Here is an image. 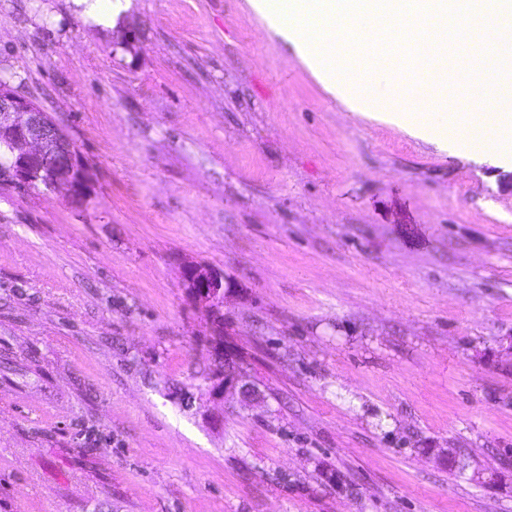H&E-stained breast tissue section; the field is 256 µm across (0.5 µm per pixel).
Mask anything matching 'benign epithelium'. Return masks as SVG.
Instances as JSON below:
<instances>
[{
    "label": "benign epithelium",
    "mask_w": 512,
    "mask_h": 512,
    "mask_svg": "<svg viewBox=\"0 0 512 512\" xmlns=\"http://www.w3.org/2000/svg\"><path fill=\"white\" fill-rule=\"evenodd\" d=\"M9 158L0 164V184L29 189L42 187L60 192L78 208L88 207L95 197V177L73 141L35 103L13 91L0 79V148ZM224 272L202 262L182 267V288L194 304L205 308L213 324L217 350L227 364L210 373L206 382L212 393L237 391L243 397L257 395L249 375L229 364L233 354L224 351Z\"/></svg>",
    "instance_id": "7a95c632"
}]
</instances>
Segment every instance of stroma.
Instances as JSON below:
<instances>
[{"mask_svg": "<svg viewBox=\"0 0 512 512\" xmlns=\"http://www.w3.org/2000/svg\"><path fill=\"white\" fill-rule=\"evenodd\" d=\"M101 8L0 0L98 180L0 186V512H512V168L351 112L246 0ZM224 272L202 262L184 263L182 267V288L194 304L205 308L213 324L217 350H224V342L217 336H224ZM231 360L238 362L237 358L234 357L233 354L226 351H224L223 361L218 360L214 364L215 361L212 359L209 371H211L212 366L217 363L224 366V369H214V371L210 373L206 379L208 390L212 393H226L238 390L244 398L256 396L257 391L251 384L249 375L236 365H229L228 361ZM225 361L227 362L225 363Z\"/></svg>", "mask_w": 512, "mask_h": 512, "instance_id": "1", "label": "stroma"}]
</instances>
